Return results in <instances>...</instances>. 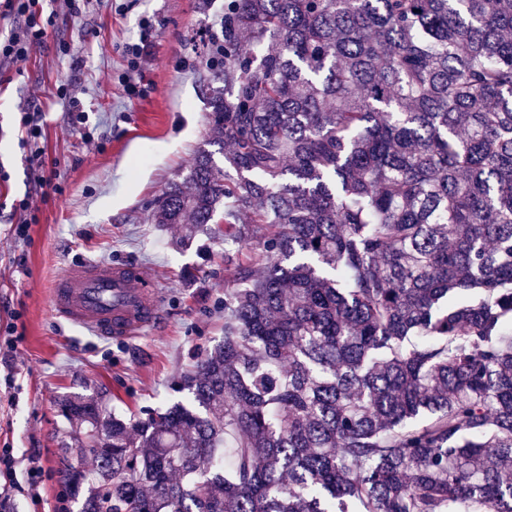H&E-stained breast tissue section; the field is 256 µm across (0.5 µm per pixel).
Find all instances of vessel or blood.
I'll return each mask as SVG.
<instances>
[{
	"mask_svg": "<svg viewBox=\"0 0 512 512\" xmlns=\"http://www.w3.org/2000/svg\"><path fill=\"white\" fill-rule=\"evenodd\" d=\"M49 304L56 318L106 339L145 335L159 318L155 285L129 264L67 265L52 285Z\"/></svg>",
	"mask_w": 512,
	"mask_h": 512,
	"instance_id": "vessel-or-blood-1",
	"label": "vessel or blood"
}]
</instances>
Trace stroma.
I'll list each match as a JSON object with an SVG mask.
<instances>
[{
  "instance_id": "stroma-1",
  "label": "stroma",
  "mask_w": 512,
  "mask_h": 512,
  "mask_svg": "<svg viewBox=\"0 0 512 512\" xmlns=\"http://www.w3.org/2000/svg\"><path fill=\"white\" fill-rule=\"evenodd\" d=\"M49 36L32 59L0 66V336L14 333L16 350L0 365V448L17 458L14 512H56L66 489L59 478L66 395H104L121 417L180 400L176 377L224 337V238L210 233L182 248L171 245L177 224L148 218L149 204L190 163L210 136L209 107L197 82L200 35L224 14V0H90L68 16L64 0ZM155 32L142 72L144 96L128 99L118 82L127 70L122 48L138 41L143 20ZM82 59L73 70V59ZM77 79L94 127L84 141L68 127L57 85ZM41 106L42 146L58 173V190L40 204L23 240L8 237L13 205L33 186L20 145L23 112ZM24 265H16V258ZM137 265L160 294V320L149 334L101 340L57 319L49 290L64 267L81 259ZM42 473L29 485L30 449Z\"/></svg>"
}]
</instances>
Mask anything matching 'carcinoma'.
<instances>
[{
    "instance_id": "carcinoma-1",
    "label": "carcinoma",
    "mask_w": 512,
    "mask_h": 512,
    "mask_svg": "<svg viewBox=\"0 0 512 512\" xmlns=\"http://www.w3.org/2000/svg\"><path fill=\"white\" fill-rule=\"evenodd\" d=\"M221 37L211 136L150 210L224 225V339L186 404L60 400L70 496L512 512V0H224Z\"/></svg>"
}]
</instances>
